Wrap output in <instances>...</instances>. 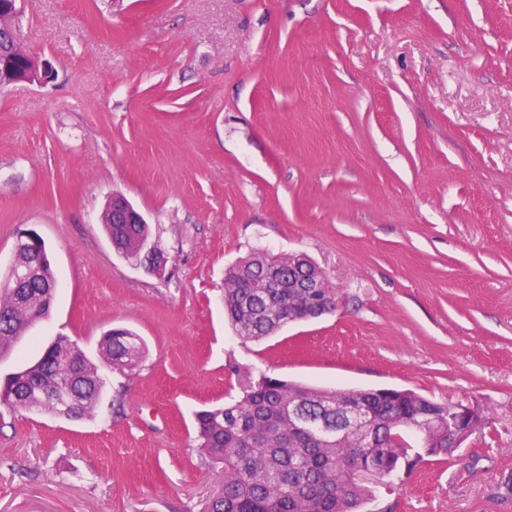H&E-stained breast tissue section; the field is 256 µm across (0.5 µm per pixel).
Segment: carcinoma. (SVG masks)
I'll list each match as a JSON object with an SVG mask.
<instances>
[{
  "instance_id": "carcinoma-1",
  "label": "carcinoma",
  "mask_w": 512,
  "mask_h": 512,
  "mask_svg": "<svg viewBox=\"0 0 512 512\" xmlns=\"http://www.w3.org/2000/svg\"><path fill=\"white\" fill-rule=\"evenodd\" d=\"M104 229L131 258L153 242L147 224L107 221ZM53 280L46 267L16 287L0 285V359L27 335L36 300ZM337 301L325 274L295 254L258 251L226 271L224 310L243 342L262 341L288 320L306 319ZM145 350L136 333L114 329L103 336L99 358L123 371L137 366ZM72 379L75 418L93 415L105 381L77 342L59 336L42 359L0 381V390L10 394L5 405L11 408L56 415L59 407L43 391ZM339 402L365 412L364 431L337 437L313 432L319 421L343 424L336 416ZM459 407L410 389H316L264 374L240 400L196 415L197 448L224 473L208 512H371L375 487L397 471L410 474L452 455ZM357 470L371 471L373 480L354 479L350 473Z\"/></svg>"
}]
</instances>
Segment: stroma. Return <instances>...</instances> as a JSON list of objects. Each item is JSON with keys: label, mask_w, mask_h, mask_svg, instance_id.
I'll list each match as a JSON object with an SVG mask.
<instances>
[{"label": "stroma", "mask_w": 512, "mask_h": 512, "mask_svg": "<svg viewBox=\"0 0 512 512\" xmlns=\"http://www.w3.org/2000/svg\"><path fill=\"white\" fill-rule=\"evenodd\" d=\"M46 87L0 89V275L36 231L58 282L0 373L113 328L146 356L94 418L0 405V512H206L194 414L270 374L475 406L452 463L375 512H512V0H19ZM145 216L163 276L98 220ZM300 252L330 315L240 343L226 269Z\"/></svg>", "instance_id": "35a3bbf8"}]
</instances>
